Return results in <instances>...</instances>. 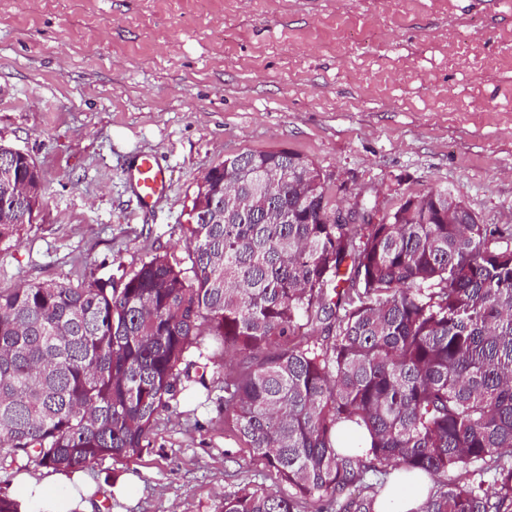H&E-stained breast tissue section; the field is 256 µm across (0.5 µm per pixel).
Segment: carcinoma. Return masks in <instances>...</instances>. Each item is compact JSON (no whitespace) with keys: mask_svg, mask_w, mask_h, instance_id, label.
Instances as JSON below:
<instances>
[{"mask_svg":"<svg viewBox=\"0 0 512 512\" xmlns=\"http://www.w3.org/2000/svg\"><path fill=\"white\" fill-rule=\"evenodd\" d=\"M311 163L242 152L193 207L233 189L243 211L189 225L192 277L156 254L119 288L89 274L0 289V460L59 469L133 459L185 388L224 371V423L279 487L220 512H376L403 470L434 482L420 512H512V225L436 188L376 224H329ZM42 192L0 144V240ZM276 208L280 224L264 220ZM199 376H191V371ZM455 470L461 478L444 481Z\"/></svg>","mask_w":512,"mask_h":512,"instance_id":"carcinoma-1","label":"carcinoma"}]
</instances>
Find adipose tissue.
Instances as JSON below:
<instances>
[{"mask_svg": "<svg viewBox=\"0 0 512 512\" xmlns=\"http://www.w3.org/2000/svg\"><path fill=\"white\" fill-rule=\"evenodd\" d=\"M97 489L96 479L83 471L21 472L13 479L11 497L18 512H91ZM425 496L418 483L393 475L379 493V512H418Z\"/></svg>", "mask_w": 512, "mask_h": 512, "instance_id": "ef3b65f1", "label": "adipose tissue"}]
</instances>
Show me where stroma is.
<instances>
[{"label":"stroma","instance_id":"stroma-1","mask_svg":"<svg viewBox=\"0 0 512 512\" xmlns=\"http://www.w3.org/2000/svg\"><path fill=\"white\" fill-rule=\"evenodd\" d=\"M0 0V144L44 184L32 222L0 241V289L122 285L152 255L190 268L197 185L232 154H301L336 202L382 210L445 187L486 224L512 225V0ZM170 189L142 210L123 178L139 154ZM209 369L134 459L136 506L218 512L275 479L224 423Z\"/></svg>","mask_w":512,"mask_h":512}]
</instances>
